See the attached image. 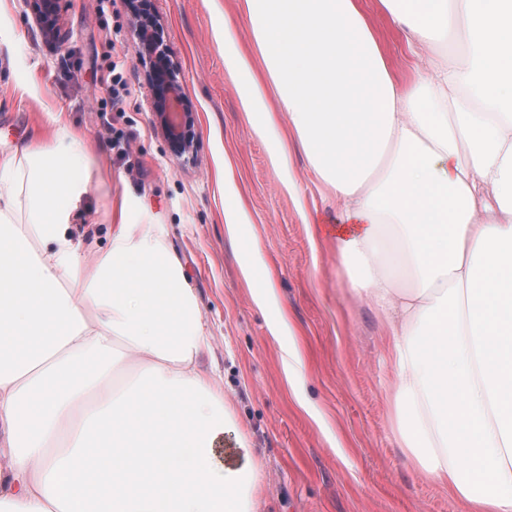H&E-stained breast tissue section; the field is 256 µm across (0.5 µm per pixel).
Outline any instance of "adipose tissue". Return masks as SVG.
Wrapping results in <instances>:
<instances>
[{
    "instance_id": "obj_1",
    "label": "adipose tissue",
    "mask_w": 512,
    "mask_h": 512,
    "mask_svg": "<svg viewBox=\"0 0 512 512\" xmlns=\"http://www.w3.org/2000/svg\"><path fill=\"white\" fill-rule=\"evenodd\" d=\"M408 50L467 59L398 81L362 0H244L253 130L274 112L339 203L336 257L386 318L388 403L412 463L466 512H512V0H377ZM91 145L0 163V512H258L217 458L229 418L194 288L158 225L72 232ZM143 371L120 390L114 370Z\"/></svg>"
}]
</instances>
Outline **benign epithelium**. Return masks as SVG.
I'll use <instances>...</instances> for the list:
<instances>
[{
  "label": "benign epithelium",
  "instance_id": "7a95c632",
  "mask_svg": "<svg viewBox=\"0 0 512 512\" xmlns=\"http://www.w3.org/2000/svg\"><path fill=\"white\" fill-rule=\"evenodd\" d=\"M147 2L131 0L134 10L140 13L139 54L150 60L148 80L154 91L153 114L164 128L174 153L190 155L194 151L193 113L188 111L178 67L156 50L154 14L146 8Z\"/></svg>",
  "mask_w": 512,
  "mask_h": 512
}]
</instances>
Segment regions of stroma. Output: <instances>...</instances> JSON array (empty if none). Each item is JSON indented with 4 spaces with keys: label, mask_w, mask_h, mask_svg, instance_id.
Instances as JSON below:
<instances>
[{
    "label": "stroma",
    "mask_w": 512,
    "mask_h": 512,
    "mask_svg": "<svg viewBox=\"0 0 512 512\" xmlns=\"http://www.w3.org/2000/svg\"><path fill=\"white\" fill-rule=\"evenodd\" d=\"M241 0H152L164 48L177 64L194 117L195 151L178 157L155 124L147 67L138 58V21L128 0H64L59 38L47 37L27 0H0V159L21 146L66 145L78 133L94 142L91 181L72 226L96 251L112 245L116 200L130 203L128 223L158 224L197 293L210 350L207 373L224 382L232 426L218 458L259 468V512H465L464 504L419 472L400 448L387 403L391 361L386 319L356 297L336 267L333 230L340 209L315 184L303 154L288 153L297 195L281 184L269 141L288 133L278 115L260 138L224 67V40L252 46ZM368 19L388 63L406 76L413 63L466 50L446 38L410 54L373 0ZM123 71L128 92L113 109L106 85ZM108 113L110 127L99 115ZM122 139L127 151L111 150ZM245 203L242 239L251 262L273 275L276 302L259 308L255 284L224 223L229 196ZM296 328L306 362L298 394L284 381L281 347L270 334L278 312ZM304 399L324 426L300 410Z\"/></svg>",
    "instance_id": "1"
}]
</instances>
